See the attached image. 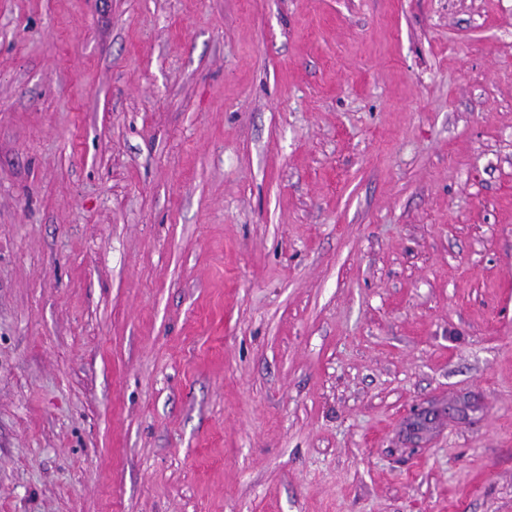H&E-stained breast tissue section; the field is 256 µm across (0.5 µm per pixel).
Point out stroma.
<instances>
[{
    "instance_id": "obj_1",
    "label": "stroma",
    "mask_w": 512,
    "mask_h": 512,
    "mask_svg": "<svg viewBox=\"0 0 512 512\" xmlns=\"http://www.w3.org/2000/svg\"><path fill=\"white\" fill-rule=\"evenodd\" d=\"M0 512H512V0H0Z\"/></svg>"
}]
</instances>
